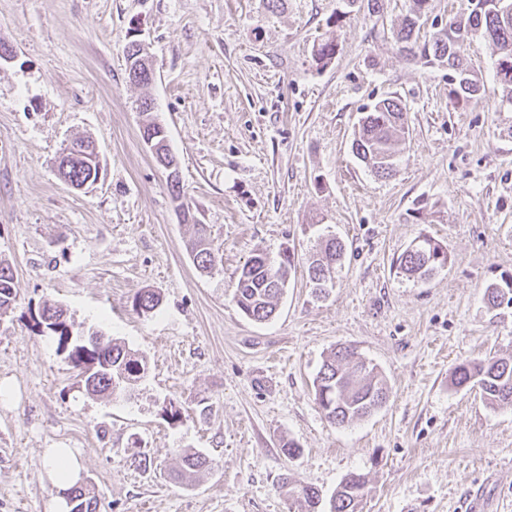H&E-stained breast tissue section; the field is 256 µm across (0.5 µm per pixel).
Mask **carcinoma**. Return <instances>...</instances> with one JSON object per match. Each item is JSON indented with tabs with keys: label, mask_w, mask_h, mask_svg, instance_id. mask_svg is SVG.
I'll list each match as a JSON object with an SVG mask.
<instances>
[{
	"label": "carcinoma",
	"mask_w": 512,
	"mask_h": 512,
	"mask_svg": "<svg viewBox=\"0 0 512 512\" xmlns=\"http://www.w3.org/2000/svg\"><path fill=\"white\" fill-rule=\"evenodd\" d=\"M429 0H411V6L394 32L395 42L402 51L429 65L438 64L457 70V79L449 82L450 95L465 101L481 98L483 85L463 63L460 49L464 40L474 35L488 40L496 56V75L502 89V98L512 102V16L505 17L495 7L480 15L468 9L448 17V23L420 38L423 21L418 8ZM338 42L336 31L329 30L313 46L312 56L317 65L325 67L336 57ZM408 110L398 96H388L374 102L354 129L352 151L377 177L388 178L397 171V146L405 141ZM87 141L78 137L70 141L60 153L58 177L76 185L93 184L98 177V164L88 155L75 150V145ZM194 236L187 243L196 268L202 272L212 270L219 261L208 236L205 224L193 223ZM344 253V244L332 236L325 240L308 266V278L316 294L328 287L331 273L336 270ZM448 263V252L433 239L425 237L407 248L398 258L400 271L409 278L427 280ZM292 267L291 256L284 253L279 261L265 254H255L242 268L233 301L250 319L269 320L275 313L276 300L283 293ZM15 276L12 268L0 262V314L7 312L15 301ZM490 307H512V275H503L485 290ZM133 307L151 312L160 305V295L151 290L133 296ZM40 318L57 339L58 349L67 352V358L78 370V376L90 396L111 397L121 394L130 399L148 371L145 357L117 339L107 335L98 346L81 342L72 335L65 311L56 305H46ZM478 387L487 404L493 407L512 406V357L488 356L479 361L458 364L453 371V385ZM316 399L325 417L334 425H349L369 417L378 410L377 404L386 403L388 388L376 365L360 356L353 348L342 346L322 363L315 379ZM210 466L208 457L195 449L182 454V468L177 478L190 480L200 470ZM282 487L288 498L297 503L300 512H319L321 496L311 486L285 477ZM74 505L71 512H99V500L82 487L71 490ZM366 495L365 477L350 473L340 482L331 498L329 512H361L360 505Z\"/></svg>",
	"instance_id": "cac0c4a2"
}]
</instances>
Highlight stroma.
<instances>
[{"instance_id":"stroma-1","label":"stroma","mask_w":512,"mask_h":512,"mask_svg":"<svg viewBox=\"0 0 512 512\" xmlns=\"http://www.w3.org/2000/svg\"><path fill=\"white\" fill-rule=\"evenodd\" d=\"M378 15L345 0H0V261L17 300L0 315V512H57L48 448L80 459L101 512H298L283 477L319 490L322 512L351 472L368 480L363 512H512V407L455 388L456 365L512 355V308L487 285L512 275V104L489 43L462 48L482 78L479 103L450 96L448 70L401 52L390 28L410 0ZM337 22L339 51L312 49ZM145 42L152 82L128 78L125 47ZM398 96L409 132L399 171L374 177L352 153L367 105ZM152 116L180 161L182 200L222 261L194 266L168 173L142 137ZM92 138L103 171L76 189L55 160ZM345 246L334 286L315 295L320 236ZM429 236L448 251L428 281L396 260ZM294 257L275 316L232 300L257 252ZM152 290L160 306H132ZM62 305L73 334L119 338L148 361L132 399H89L43 330ZM341 346L384 376L389 399L339 428L313 379ZM176 404L181 418L164 409ZM300 450L286 457L282 444ZM214 460L174 478L183 449Z\"/></svg>"}]
</instances>
